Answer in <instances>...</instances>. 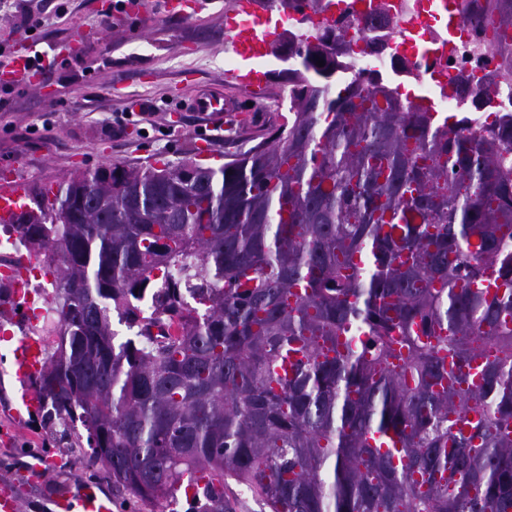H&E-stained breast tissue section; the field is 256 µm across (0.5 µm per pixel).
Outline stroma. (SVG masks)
<instances>
[{
	"label": "stroma",
	"mask_w": 512,
	"mask_h": 512,
	"mask_svg": "<svg viewBox=\"0 0 512 512\" xmlns=\"http://www.w3.org/2000/svg\"><path fill=\"white\" fill-rule=\"evenodd\" d=\"M162 0H136L111 12L112 0H62L65 16L50 25L39 51L72 47L60 58L57 78L15 85L0 112V172L25 177L31 187L55 184L76 170L106 162L149 167L179 163L205 128L187 102L199 89L223 84L232 103L224 133L214 137L216 155L260 141L288 117V62L264 48L260 57L238 61L241 71L264 76L265 93L256 96L244 83H225L224 58L229 32L227 0H201L200 12L185 19L164 13ZM148 102L152 113L134 111ZM20 384L11 368V346L0 341V480L19 483L23 512H49L61 484L90 485L112 497L113 512H159L112 488L104 473L89 472L70 449L57 447L37 417L17 422L12 414ZM51 460L40 484L21 478L34 457Z\"/></svg>",
	"instance_id": "35a3bbf8"
}]
</instances>
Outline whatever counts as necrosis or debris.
I'll return each instance as SVG.
<instances>
[{
	"label": "necrosis or debris",
	"mask_w": 512,
	"mask_h": 512,
	"mask_svg": "<svg viewBox=\"0 0 512 512\" xmlns=\"http://www.w3.org/2000/svg\"><path fill=\"white\" fill-rule=\"evenodd\" d=\"M393 19L384 47L373 51L364 41L348 43L347 60L352 74L392 73L404 77V65L419 71L424 98H436L444 111L462 110L456 85L472 88L485 83L491 70H498L495 94L488 111L478 113L481 125H492L495 116L512 114V60L490 63V52L475 17L485 16L486 0H385ZM362 0H335L328 12L304 18L288 11L289 33L310 32L318 25L340 29L363 24Z\"/></svg>",
	"instance_id": "necrosis-or-debris-1"
}]
</instances>
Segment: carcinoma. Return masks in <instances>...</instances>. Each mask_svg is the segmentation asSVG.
Instances as JSON below:
<instances>
[{
  "mask_svg": "<svg viewBox=\"0 0 512 512\" xmlns=\"http://www.w3.org/2000/svg\"><path fill=\"white\" fill-rule=\"evenodd\" d=\"M493 9L502 56L512 0ZM283 42L300 67L268 138L217 169L75 171L8 225L54 284L43 425L140 500L206 475L200 512H235L234 484L269 512H512V290L484 286L512 282V118L337 80L333 29Z\"/></svg>",
  "mask_w": 512,
  "mask_h": 512,
  "instance_id": "1",
  "label": "carcinoma"
}]
</instances>
